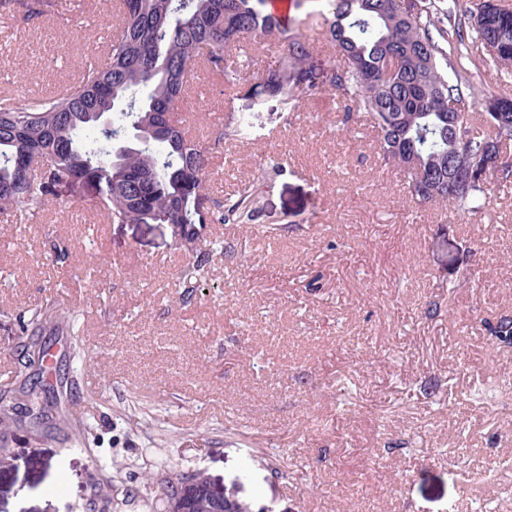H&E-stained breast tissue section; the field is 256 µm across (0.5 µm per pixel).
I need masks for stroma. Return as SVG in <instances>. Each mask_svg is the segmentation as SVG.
I'll list each match as a JSON object with an SVG mask.
<instances>
[{"instance_id": "stroma-1", "label": "stroma", "mask_w": 512, "mask_h": 512, "mask_svg": "<svg viewBox=\"0 0 512 512\" xmlns=\"http://www.w3.org/2000/svg\"><path fill=\"white\" fill-rule=\"evenodd\" d=\"M116 32L113 0L0 16V97L66 88ZM250 56L247 80L201 69L181 102L203 137L211 113L250 114L206 188L254 183L263 209L203 228L235 254L205 252L193 294L169 225L102 224L82 202L0 215V512H163L198 472L248 512H512V403L470 397L512 382L485 326L512 314V189L487 180L475 214L412 205L364 112L327 88L286 113L255 91L284 45ZM465 66L481 128L512 66L477 39Z\"/></svg>"}]
</instances>
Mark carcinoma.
Here are the masks:
<instances>
[{
    "label": "carcinoma",
    "instance_id": "obj_1",
    "mask_svg": "<svg viewBox=\"0 0 512 512\" xmlns=\"http://www.w3.org/2000/svg\"><path fill=\"white\" fill-rule=\"evenodd\" d=\"M328 24L338 57L321 75L306 68L309 43L295 33L296 17L271 13L268 0H118L119 30L106 62H81V78L61 96L0 99V213L35 216L56 204L86 201L109 224H251L259 218L255 190L245 186L222 201L205 192L210 154L250 128L213 127L204 145L186 135L179 103L200 64L234 85L246 79L244 52L265 37L286 43L288 64L269 71L262 91L296 112L323 87L366 112L378 129L377 158L404 174L409 198L463 213L486 203L485 164L512 141V111L488 104L490 133L471 121L475 90L462 75L467 31L497 61L512 65V10L481 0L469 24L449 23L432 36L427 0H294ZM58 0H0V14L50 15ZM397 67L383 78L388 59ZM453 77H448V72ZM466 164L474 179L454 178ZM512 188V161L492 174ZM204 260L181 270L199 287ZM499 344L512 345V315L487 322ZM195 510L220 508L205 477L193 490Z\"/></svg>",
    "mask_w": 512,
    "mask_h": 512
}]
</instances>
